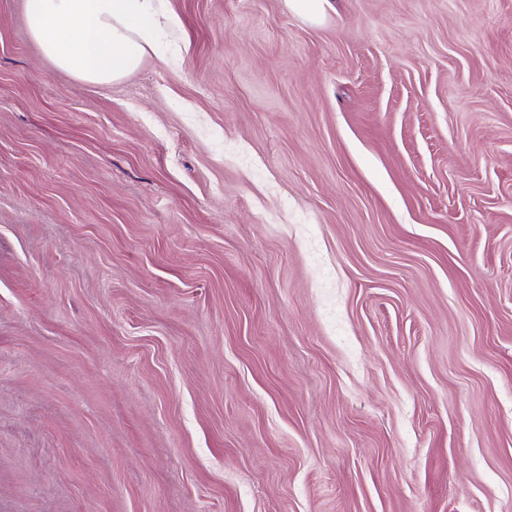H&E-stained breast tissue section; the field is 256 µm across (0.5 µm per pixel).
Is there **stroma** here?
I'll return each instance as SVG.
<instances>
[{
	"label": "stroma",
	"instance_id": "stroma-1",
	"mask_svg": "<svg viewBox=\"0 0 512 512\" xmlns=\"http://www.w3.org/2000/svg\"><path fill=\"white\" fill-rule=\"evenodd\" d=\"M168 6L0 0V512H512V0ZM167 0H26L31 36L59 68L91 84L138 69L148 51L182 28ZM288 11L299 14L310 22H320L333 9L331 0H283Z\"/></svg>",
	"mask_w": 512,
	"mask_h": 512
}]
</instances>
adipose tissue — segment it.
Wrapping results in <instances>:
<instances>
[{"label": "adipose tissue", "mask_w": 512, "mask_h": 512, "mask_svg": "<svg viewBox=\"0 0 512 512\" xmlns=\"http://www.w3.org/2000/svg\"><path fill=\"white\" fill-rule=\"evenodd\" d=\"M166 0H25L31 36L59 68L91 84L121 80L182 28Z\"/></svg>", "instance_id": "ef3b65f1"}]
</instances>
